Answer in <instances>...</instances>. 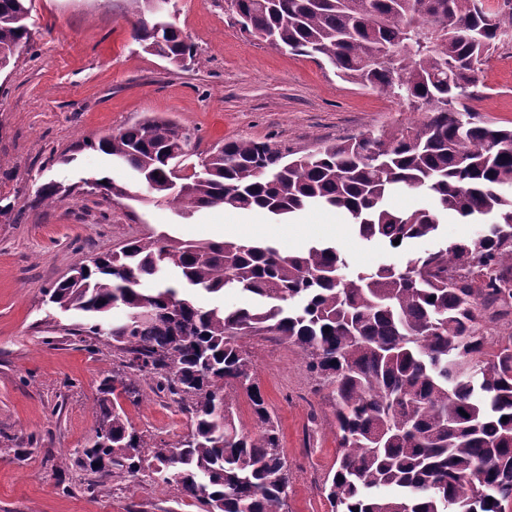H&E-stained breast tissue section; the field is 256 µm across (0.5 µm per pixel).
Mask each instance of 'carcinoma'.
<instances>
[{"label": "carcinoma", "instance_id": "1", "mask_svg": "<svg viewBox=\"0 0 512 512\" xmlns=\"http://www.w3.org/2000/svg\"><path fill=\"white\" fill-rule=\"evenodd\" d=\"M243 32L273 36L293 54L318 58L342 80L415 104L426 113L289 159L267 142L233 140L184 174L193 133L154 117L86 140L130 168L150 194L185 215L227 205L282 219L310 206L345 215L366 241L396 248L432 238L453 215L496 224L400 264L344 274L331 244L302 250L265 243L186 241L152 232L81 261L47 291L79 327L128 356L103 381L99 424L77 463L102 476L155 479L205 512H284L288 461L280 428L254 377L242 339L266 331L300 352L333 386L338 466L325 491L332 512H507L512 507V335L492 339L486 320L512 314V128L474 120L464 100L497 42L512 38V12L484 0H231ZM132 38L153 55L200 64L197 47L169 23L159 41L147 0H126ZM32 0H0V63L31 41ZM104 199L129 196L109 178ZM426 203L388 207L396 192ZM47 184L31 201L55 206ZM250 295L248 308H207L197 290ZM435 300H430V297ZM125 310L117 322L107 319ZM148 309L142 321L132 315ZM190 416L180 440L129 429L123 395L141 381ZM257 431L236 424L239 397ZM507 421H502V417ZM493 502H488V499Z\"/></svg>", "mask_w": 512, "mask_h": 512}]
</instances>
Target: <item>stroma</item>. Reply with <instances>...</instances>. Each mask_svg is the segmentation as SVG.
Returning <instances> with one entry per match:
<instances>
[{"label":"stroma","instance_id":"stroma-1","mask_svg":"<svg viewBox=\"0 0 512 512\" xmlns=\"http://www.w3.org/2000/svg\"><path fill=\"white\" fill-rule=\"evenodd\" d=\"M177 26L202 58L185 68L133 40L124 0H33V37L0 71V512H203L147 473L103 478L76 463L93 437L99 388L119 362L111 343L71 335L75 319L44 292L88 255L151 232L236 239L233 214L205 208L179 217L135 179L129 198L88 192L115 176L110 156L84 147L147 117L189 128L194 168L217 143L255 140L302 155L410 120L402 101L341 80L320 60L242 33L228 0H172ZM477 118L512 127V39L496 43L479 74ZM48 183L68 194L52 208L29 202ZM259 239L298 249L330 242L350 272L392 263L400 251L362 242L336 211L310 208L268 221ZM255 380L280 426L288 460V512H331L324 482L336 468L332 387L278 336L246 337ZM138 433L175 441L189 420L169 397L143 388L123 401Z\"/></svg>","mask_w":512,"mask_h":512}]
</instances>
